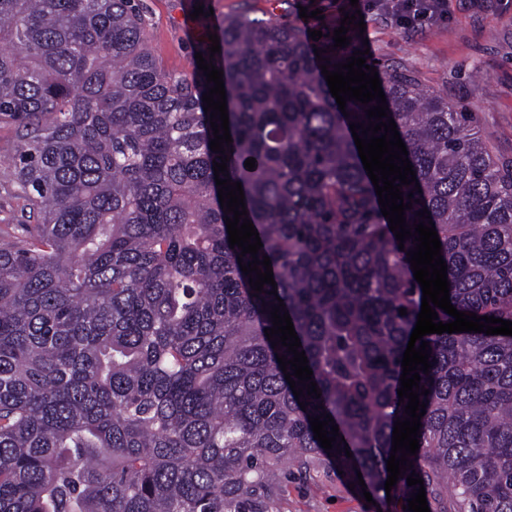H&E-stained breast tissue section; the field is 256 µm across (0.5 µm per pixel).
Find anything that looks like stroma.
<instances>
[{
  "label": "stroma",
  "instance_id": "35a3bbf8",
  "mask_svg": "<svg viewBox=\"0 0 512 512\" xmlns=\"http://www.w3.org/2000/svg\"><path fill=\"white\" fill-rule=\"evenodd\" d=\"M148 41L170 71L191 77L195 54L209 34L223 33L225 17L246 14L304 31L330 34L343 15L363 11L365 31L350 28L354 49L369 47L367 62L406 70L449 103L474 112L495 160L512 161V0H451L448 22L415 30L369 12L366 0H142ZM213 8L194 17L196 5ZM321 10L322 19L301 18L300 7ZM18 148L12 124L0 122V225L33 224L9 159ZM276 512H391L387 495L363 497L327 458L310 471L281 470Z\"/></svg>",
  "mask_w": 512,
  "mask_h": 512
}]
</instances>
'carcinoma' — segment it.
<instances>
[{
    "label": "carcinoma",
    "mask_w": 512,
    "mask_h": 512,
    "mask_svg": "<svg viewBox=\"0 0 512 512\" xmlns=\"http://www.w3.org/2000/svg\"><path fill=\"white\" fill-rule=\"evenodd\" d=\"M333 45L316 46L331 71L353 56ZM316 47L236 15L221 52L201 48L223 70L220 178L271 259L277 294H257L229 247L204 72L162 66L138 0H0V121L39 216L0 228V512H271L277 472L326 455L309 423L324 411L337 466L385 489L423 293L349 127L376 101L344 116ZM376 70L421 187L401 188L408 226L430 211L457 310L512 321V164L466 108ZM281 301L318 399L294 396L276 359L293 354L264 333ZM423 340L430 393L394 512L413 472L430 512H512V336Z\"/></svg>",
    "instance_id": "carcinoma-1"
}]
</instances>
